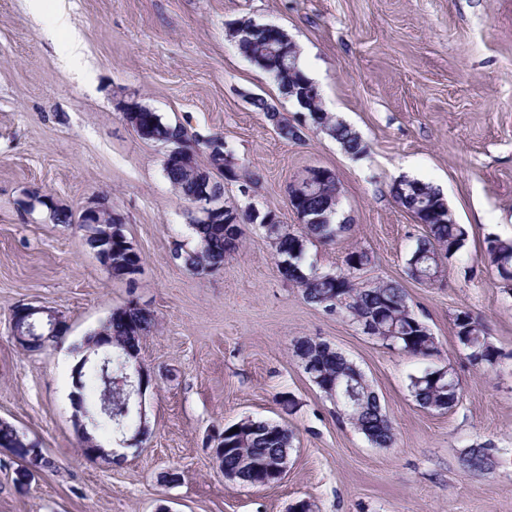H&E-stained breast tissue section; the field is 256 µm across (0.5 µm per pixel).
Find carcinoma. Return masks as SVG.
<instances>
[{
    "label": "carcinoma",
    "mask_w": 512,
    "mask_h": 512,
    "mask_svg": "<svg viewBox=\"0 0 512 512\" xmlns=\"http://www.w3.org/2000/svg\"><path fill=\"white\" fill-rule=\"evenodd\" d=\"M239 29L231 34L239 53L251 63L273 77L282 93L292 98L309 91L312 98L320 93L303 79V70L299 62L288 64V55L298 56V47L288 34L280 29H265L253 24L250 19H238ZM252 106L264 111L268 121L276 128L278 134L291 141H299L300 129L285 121L278 113L267 112L266 99L257 97ZM307 123L316 130L335 140L341 148L352 156H360L367 151L362 138L345 122L328 112L322 111V103H317L315 111L306 113ZM131 124L137 128V135L148 142L167 144L174 140L193 143L206 154L207 167L203 168L195 157L185 163H173L165 166L167 179L173 188L185 199L190 200L198 188V179L206 174L212 177L211 188L215 195H224V182L245 183L252 175L242 177L232 159L221 152L208 153V146L188 133L180 124H168L155 112H135L129 117ZM409 191L422 200V205L414 212L417 222L425 225L427 235L416 241L415 248L407 259L408 275L420 283H432L441 273V258L457 254L465 245L468 229L462 224L448 221V205L441 192L428 183L418 180L409 181ZM339 186L334 174H329L315 192L298 199L294 208L310 217H323L320 224L304 225L300 234H284L281 225L272 221L265 228V235L274 241L277 265L281 276L300 289L304 300L332 313L344 312L355 323L366 317L377 318L378 333L376 339L382 341L401 330L399 349L413 354L428 356L438 351L436 338L425 333L424 329L406 322L405 307L409 305L405 289L397 282L379 281L364 285L357 281L356 273L371 261L369 253L362 248L351 250L345 259L346 269L329 274L312 265L306 264V245L310 240L333 243L338 238L351 232L352 225L337 221L339 207ZM112 231V259L107 267L112 275L126 277L128 253L132 250L125 225L109 224ZM199 238L197 247L186 253L184 264L196 273L215 272L224 266V258L242 245L245 229H240L238 237L232 238L225 233V224L215 219L207 224L195 225ZM485 258L491 266L499 270L512 267V242L497 237L486 239ZM153 323L152 316L137 309H128L112 313V320L104 323L93 333L88 345L98 342V337L112 341V371L120 372L131 362L127 354L120 353L129 336L135 333L134 325H141L147 331ZM458 342L469 350L473 365L493 368L501 360V352L489 341L482 321L466 311L456 315L454 320ZM307 354L322 359V368L318 375V387L326 394H331L332 386L339 379H352L361 374L360 369L344 354L321 356L313 346H308ZM99 390V406H87V411L101 429L112 427V420L100 413L101 406L112 402V409L121 411L120 403L115 400L106 386L101 371L92 368L83 375V389L76 390L74 403L85 401L84 389ZM410 391L417 404L429 410H449L458 405L462 398V389L453 373H448V380L435 384L425 376H415L410 380ZM359 408L354 415H349L345 400L338 398L335 402L336 413L348 418L360 433L374 446L389 448L395 441L394 427L385 413L381 401L373 398V390L360 388ZM237 432L230 433L231 428ZM224 433V453L219 469L238 473V483L253 481L251 471L241 466L245 459L255 464H268L289 454L292 436L288 427L281 423L257 420L250 417L222 430ZM0 442L11 443L17 448L30 445L16 428L0 421ZM494 460V448L489 443L478 444L472 448L464 466L473 472L490 469Z\"/></svg>",
    "instance_id": "cac0c4a2"
}]
</instances>
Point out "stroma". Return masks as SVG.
Instances as JSON below:
<instances>
[{
  "mask_svg": "<svg viewBox=\"0 0 512 512\" xmlns=\"http://www.w3.org/2000/svg\"><path fill=\"white\" fill-rule=\"evenodd\" d=\"M59 9L85 43L81 68L57 50L68 37L52 25ZM233 19L288 33L324 110L366 154L311 127L299 142L278 135L250 97L290 122L298 108L239 54ZM131 98L190 133L222 136L235 164L259 177L248 196L226 184L225 202L274 211L294 232L290 184L312 167L332 171L353 231L309 242L307 261L336 272L353 247L367 250L361 279L399 282L437 353L388 348L308 304L255 224L221 270L190 271L180 255L197 246L195 207L170 185L165 147L119 112ZM407 164L469 232L430 284L407 274L426 227L391 194ZM102 196L141 254L135 284L113 277L75 225L54 223L41 203L76 214ZM489 237L512 241V0H0V420L57 462L19 482L22 461L1 451L0 512H290L299 500L312 512H512V292L483 255ZM132 302L154 316L141 348L149 431L124 460L93 463L74 429L72 344ZM28 303L67 317L66 343L34 353L15 344L11 315ZM461 311L485 323L503 354L495 368L474 367L458 343ZM301 337L330 343L363 372L395 427L392 447L338 419L292 353ZM445 367L462 401L419 407L411 377ZM247 416L292 434L275 485L227 481L213 462L210 436ZM485 442L498 450L495 467L467 471L465 452Z\"/></svg>",
  "mask_w": 512,
  "mask_h": 512,
  "instance_id": "stroma-1",
  "label": "stroma"
}]
</instances>
